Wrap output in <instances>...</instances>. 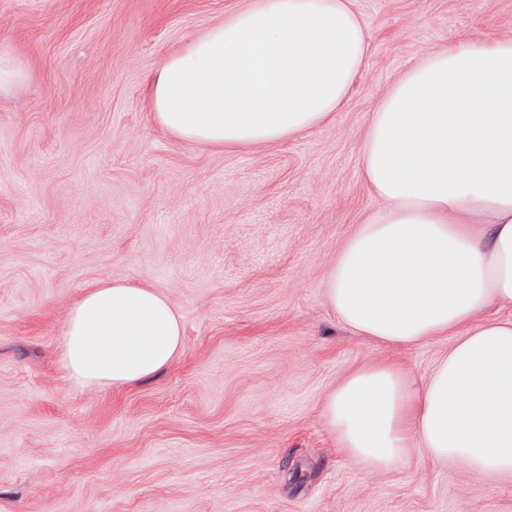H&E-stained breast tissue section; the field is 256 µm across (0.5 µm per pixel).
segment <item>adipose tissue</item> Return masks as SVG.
<instances>
[{
	"label": "adipose tissue",
	"mask_w": 512,
	"mask_h": 512,
	"mask_svg": "<svg viewBox=\"0 0 512 512\" xmlns=\"http://www.w3.org/2000/svg\"><path fill=\"white\" fill-rule=\"evenodd\" d=\"M370 39L351 0H252L166 58L152 117L189 143L255 145L312 132L339 111ZM361 167L382 206L330 268L337 318L385 345L453 339L430 371L361 367L322 418L366 470L417 454L512 477V39L459 35L410 66L365 131ZM169 301L120 281L72 305L56 355L81 390L122 389L182 352Z\"/></svg>",
	"instance_id": "obj_1"
}]
</instances>
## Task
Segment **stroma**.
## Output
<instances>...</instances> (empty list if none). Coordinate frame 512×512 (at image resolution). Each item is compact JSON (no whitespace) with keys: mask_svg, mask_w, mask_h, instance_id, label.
Returning <instances> with one entry per match:
<instances>
[{"mask_svg":"<svg viewBox=\"0 0 512 512\" xmlns=\"http://www.w3.org/2000/svg\"><path fill=\"white\" fill-rule=\"evenodd\" d=\"M249 0H0V512H512V481L410 456L364 471L321 419L352 370L415 376L444 336L347 328L325 277L378 208L371 112L454 36L512 39V0H353L365 70L334 117L259 146L189 143L151 119L160 63ZM101 281L155 289L181 354L131 387L79 390L55 348Z\"/></svg>","mask_w":512,"mask_h":512,"instance_id":"stroma-1","label":"stroma"}]
</instances>
